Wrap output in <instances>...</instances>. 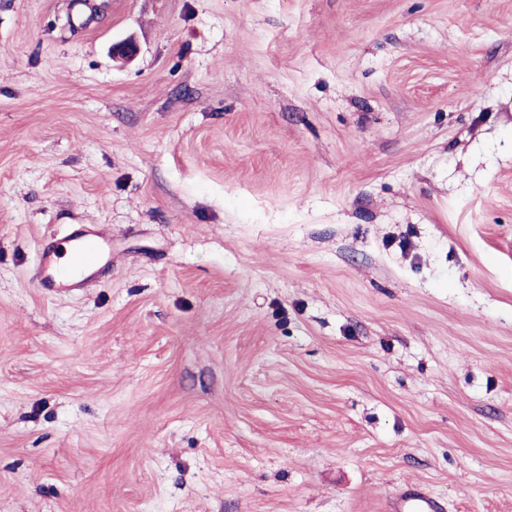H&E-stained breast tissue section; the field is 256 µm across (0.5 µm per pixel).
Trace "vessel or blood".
Segmentation results:
<instances>
[{
  "label": "vessel or blood",
  "mask_w": 512,
  "mask_h": 512,
  "mask_svg": "<svg viewBox=\"0 0 512 512\" xmlns=\"http://www.w3.org/2000/svg\"><path fill=\"white\" fill-rule=\"evenodd\" d=\"M110 240L97 225L85 224L65 238L63 244L43 248L37 266L44 293H67L87 284L92 278L91 267L101 258ZM392 512H443V504L418 486L408 485L391 502Z\"/></svg>",
  "instance_id": "vessel-or-blood-1"
}]
</instances>
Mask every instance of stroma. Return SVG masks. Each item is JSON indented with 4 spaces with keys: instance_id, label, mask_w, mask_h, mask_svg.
Wrapping results in <instances>:
<instances>
[{
    "instance_id": "1",
    "label": "stroma",
    "mask_w": 512,
    "mask_h": 512,
    "mask_svg": "<svg viewBox=\"0 0 512 512\" xmlns=\"http://www.w3.org/2000/svg\"><path fill=\"white\" fill-rule=\"evenodd\" d=\"M407 484L512 512V0H0V512ZM109 245V238L99 231L96 224H83L62 244L43 248L37 260L43 292L56 295L87 284L93 276L91 267ZM89 254L93 255L92 259H87Z\"/></svg>"
}]
</instances>
